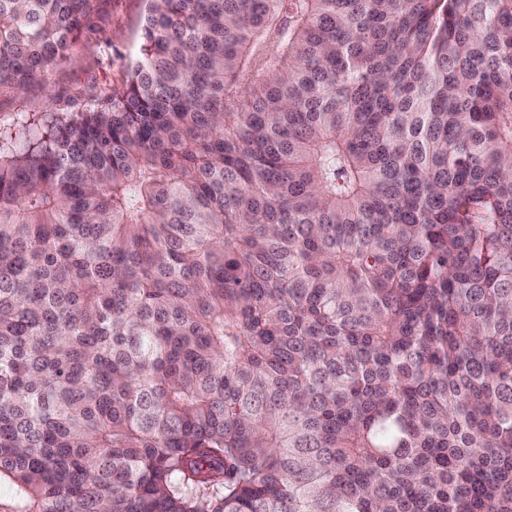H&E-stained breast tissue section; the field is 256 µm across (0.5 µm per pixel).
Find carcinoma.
<instances>
[{
    "mask_svg": "<svg viewBox=\"0 0 512 512\" xmlns=\"http://www.w3.org/2000/svg\"><path fill=\"white\" fill-rule=\"evenodd\" d=\"M103 97L0 132V512H512V0H148Z\"/></svg>",
    "mask_w": 512,
    "mask_h": 512,
    "instance_id": "cac0c4a2",
    "label": "carcinoma"
}]
</instances>
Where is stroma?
I'll return each mask as SVG.
<instances>
[{"instance_id": "1", "label": "stroma", "mask_w": 512, "mask_h": 512, "mask_svg": "<svg viewBox=\"0 0 512 512\" xmlns=\"http://www.w3.org/2000/svg\"><path fill=\"white\" fill-rule=\"evenodd\" d=\"M145 0H98L66 58L46 79L23 90L0 87V129L35 112H72L96 103L102 89L120 81L138 48Z\"/></svg>"}]
</instances>
